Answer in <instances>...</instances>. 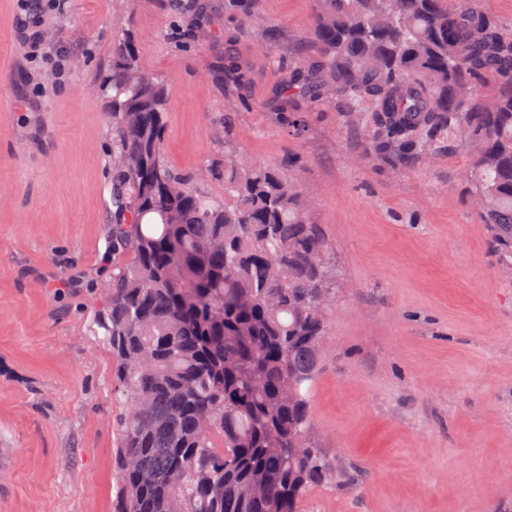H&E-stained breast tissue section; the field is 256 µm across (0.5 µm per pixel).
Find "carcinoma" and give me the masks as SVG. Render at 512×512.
Listing matches in <instances>:
<instances>
[{"instance_id": "obj_1", "label": "carcinoma", "mask_w": 512, "mask_h": 512, "mask_svg": "<svg viewBox=\"0 0 512 512\" xmlns=\"http://www.w3.org/2000/svg\"><path fill=\"white\" fill-rule=\"evenodd\" d=\"M222 76L248 80L232 60ZM100 86L116 179L97 325L127 407L115 512H300L309 488L336 477L308 441L329 240L275 166L225 150L207 169L224 182L220 200L163 164L167 92L131 41L112 44ZM285 93L296 132L299 102L325 101L377 151L422 158L474 144L469 201L512 262V35L482 0H314ZM130 454L152 482L124 466Z\"/></svg>"}]
</instances>
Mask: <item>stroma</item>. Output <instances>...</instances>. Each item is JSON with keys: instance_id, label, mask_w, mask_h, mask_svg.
<instances>
[{"instance_id": "obj_1", "label": "stroma", "mask_w": 512, "mask_h": 512, "mask_svg": "<svg viewBox=\"0 0 512 512\" xmlns=\"http://www.w3.org/2000/svg\"><path fill=\"white\" fill-rule=\"evenodd\" d=\"M203 2L190 35L192 11L170 0H65L41 11L35 43L17 0H0V512L115 505L125 406L95 330L114 211L97 80L118 35L167 86V167L220 198L203 170L225 148L281 165L332 244L309 441L336 479L304 512H512V267L467 202L473 147L403 161L326 104L292 132L279 62L307 41L313 0H261L267 42ZM228 46L249 74L229 114Z\"/></svg>"}]
</instances>
